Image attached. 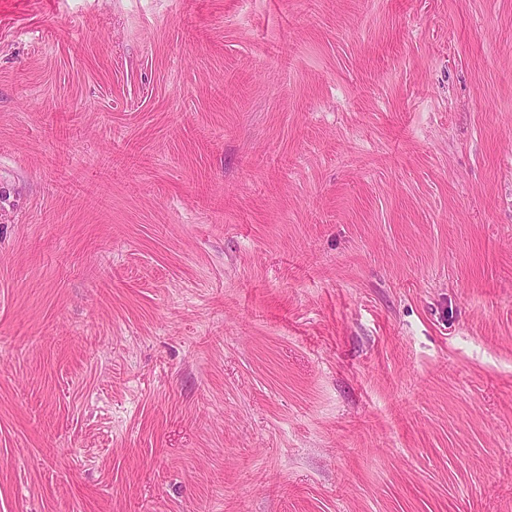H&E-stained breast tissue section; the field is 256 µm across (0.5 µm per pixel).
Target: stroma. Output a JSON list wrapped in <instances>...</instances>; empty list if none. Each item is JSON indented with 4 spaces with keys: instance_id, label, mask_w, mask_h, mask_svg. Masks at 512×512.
I'll use <instances>...</instances> for the list:
<instances>
[{
    "instance_id": "obj_1",
    "label": "stroma",
    "mask_w": 512,
    "mask_h": 512,
    "mask_svg": "<svg viewBox=\"0 0 512 512\" xmlns=\"http://www.w3.org/2000/svg\"><path fill=\"white\" fill-rule=\"evenodd\" d=\"M0 512H512V0H0Z\"/></svg>"
}]
</instances>
